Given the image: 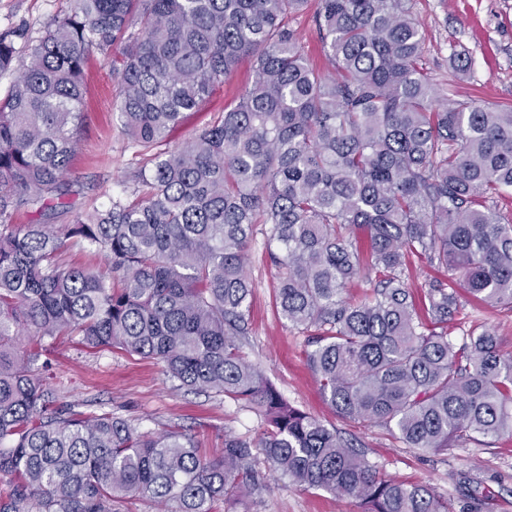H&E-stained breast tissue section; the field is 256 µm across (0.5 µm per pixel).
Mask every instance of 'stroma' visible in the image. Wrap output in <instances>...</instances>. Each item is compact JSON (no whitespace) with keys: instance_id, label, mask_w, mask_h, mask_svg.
<instances>
[{"instance_id":"obj_1","label":"stroma","mask_w":512,"mask_h":512,"mask_svg":"<svg viewBox=\"0 0 512 512\" xmlns=\"http://www.w3.org/2000/svg\"><path fill=\"white\" fill-rule=\"evenodd\" d=\"M70 7L71 0H0V32L23 28L40 35ZM410 7L423 38L420 65L440 92L490 106L512 105V0H411ZM457 53L469 60L466 75H458L451 65ZM251 82V60L245 57L223 88L172 133L168 147L181 144L225 107L233 106ZM117 98L109 64L95 56L82 111L80 148L68 177L72 209L59 214L58 223H70L76 212L107 205L120 194L125 175L138 161L114 109ZM251 251L248 276L253 288L243 350L284 398L336 427L381 474L433 487L448 500L452 512H469L474 494L489 498L491 512H512V436L424 452L406 447L385 429L363 428L339 418L324 402L307 366L305 335L275 313L262 231H255ZM479 326L495 331L504 349L512 350V309L466 305L449 325L448 335L460 344ZM46 357L51 387L75 411L104 408L144 430L191 431L207 438L213 448L220 446L225 432L254 439L261 431V419L253 410L206 391L177 388L152 360L118 349L82 353L66 336L49 344ZM256 468L264 473L266 486L251 499L250 512H359L355 500L290 484L269 472L265 460H258Z\"/></svg>"}]
</instances>
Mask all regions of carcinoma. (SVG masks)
<instances>
[{
  "label": "carcinoma",
  "mask_w": 512,
  "mask_h": 512,
  "mask_svg": "<svg viewBox=\"0 0 512 512\" xmlns=\"http://www.w3.org/2000/svg\"><path fill=\"white\" fill-rule=\"evenodd\" d=\"M309 0H72L33 38L0 33V512H248L254 465L362 512H449L434 488L380 476L336 429L292 406L246 360L256 224L276 312L306 334L328 406L409 448H466L512 435V351L483 329L457 345L448 324L469 301L512 308V107L440 97L419 70L408 0H317L328 67L288 16ZM27 48L20 65L18 42ZM112 66L115 110L143 164L110 206L70 208L84 74ZM253 80L187 142L171 132L224 86L240 59ZM35 210L36 223L14 215ZM103 267H72L71 247ZM439 278L414 291L417 262ZM357 278L373 284L343 295ZM32 337L18 356L16 336ZM119 348L162 365L187 390L255 408L261 437L141 430L76 413L30 364L45 341Z\"/></svg>",
  "instance_id": "obj_1"
}]
</instances>
